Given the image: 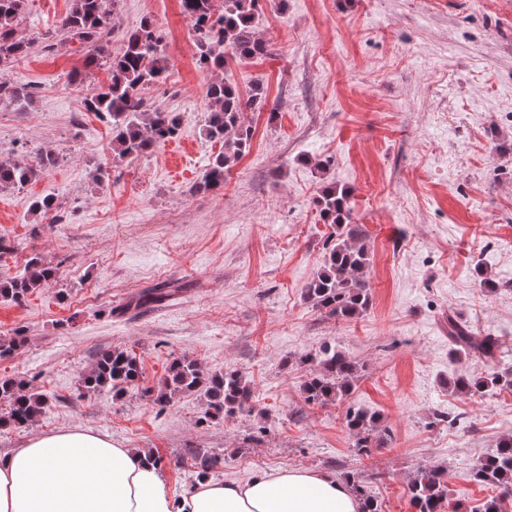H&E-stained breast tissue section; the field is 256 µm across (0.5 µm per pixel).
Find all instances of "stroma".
I'll return each mask as SVG.
<instances>
[{
	"mask_svg": "<svg viewBox=\"0 0 512 512\" xmlns=\"http://www.w3.org/2000/svg\"><path fill=\"white\" fill-rule=\"evenodd\" d=\"M69 7L27 0L15 28L26 50L0 73L34 94L23 111L0 102V161L60 156L35 181L0 190V237L11 243L0 279L36 253L60 266L22 303L0 302V338L26 339L0 359V377L48 397L32 425L0 428V456L33 432L79 426L159 456L178 496L198 481L196 448L219 455V482L281 468L356 473L383 512H417L409 483L438 466L448 472L445 512H476L497 496L512 512V495L474 478L479 459L512 436V391L448 386L459 370L477 378L491 368L454 352L452 315L474 335L499 336L496 367L512 366V0H264L257 31L269 56L217 73L196 66L180 0H117L109 52L152 19L167 79L141 95L181 116L172 140L123 159L111 124L84 107L110 72L86 70V46L61 31ZM220 78L244 93L263 83L268 109L245 113L249 152L222 187L197 194L222 149L202 134L205 90ZM102 163L109 177L99 183ZM177 168L187 178H174ZM324 178L351 190V222L370 253L372 305L350 322L305 297L333 231L315 205ZM44 196L54 210L33 213ZM164 281L186 288L131 307ZM327 341L363 370L344 401L310 404L301 359ZM114 347L137 357V386L82 396L81 375ZM184 354L212 374L240 369L251 410L213 419L194 394L156 406L152 389ZM351 407L377 413L389 433L364 455L345 425Z\"/></svg>",
	"mask_w": 512,
	"mask_h": 512,
	"instance_id": "35a3bbf8",
	"label": "stroma"
}]
</instances>
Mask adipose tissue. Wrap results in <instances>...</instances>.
Returning <instances> with one entry per match:
<instances>
[{
    "mask_svg": "<svg viewBox=\"0 0 512 512\" xmlns=\"http://www.w3.org/2000/svg\"><path fill=\"white\" fill-rule=\"evenodd\" d=\"M0 512H360L336 475L284 468L175 496L146 452L80 427L37 433L0 458Z\"/></svg>",
    "mask_w": 512,
    "mask_h": 512,
    "instance_id": "1",
    "label": "adipose tissue"
}]
</instances>
